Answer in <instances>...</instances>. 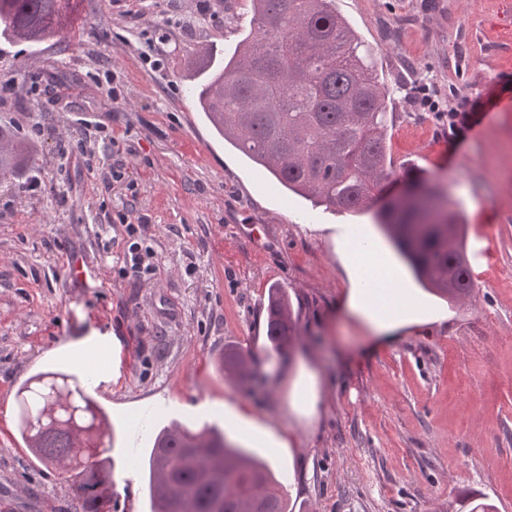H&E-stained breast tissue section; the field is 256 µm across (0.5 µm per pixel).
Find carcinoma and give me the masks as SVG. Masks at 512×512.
<instances>
[{
	"mask_svg": "<svg viewBox=\"0 0 512 512\" xmlns=\"http://www.w3.org/2000/svg\"><path fill=\"white\" fill-rule=\"evenodd\" d=\"M254 31L227 59L207 60L192 86L201 112L224 141L281 185L339 212L368 206L395 177L387 149L389 93L370 50L336 11L335 0H251ZM71 0H0V37L40 43L62 29ZM28 148L0 128V179L18 178ZM417 280L450 303L473 297L475 278L458 206L439 185L406 179L402 195L375 213ZM266 338L282 352L299 332L288 291L268 288ZM241 388L258 380L251 351L232 347L216 363ZM16 426L41 461L73 473L85 512H100V473L86 472L80 450L100 448L107 415L76 378L38 374L16 394ZM143 471L151 512H288L267 463L216 427H163Z\"/></svg>",
	"mask_w": 512,
	"mask_h": 512,
	"instance_id": "carcinoma-1",
	"label": "carcinoma"
}]
</instances>
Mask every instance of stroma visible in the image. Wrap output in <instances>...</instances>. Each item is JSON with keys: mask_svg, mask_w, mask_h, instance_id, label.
<instances>
[{"mask_svg": "<svg viewBox=\"0 0 512 512\" xmlns=\"http://www.w3.org/2000/svg\"><path fill=\"white\" fill-rule=\"evenodd\" d=\"M512 0H336L373 50L391 96L397 174L448 188L467 247L489 257L475 297L424 289L382 234L374 209L339 213L286 191L216 138L188 88L206 54L233 52L250 0H75L48 41L0 40V126L31 150L0 184V499L10 512H83L72 481L34 457L16 428L19 387L65 372L90 379L112 445L96 458L105 512H150L124 449L132 427L223 429L264 457L290 512H512ZM442 109H424L422 86ZM120 179H113V172ZM141 225L156 270L133 281L121 218ZM359 233L410 296L415 323L374 332L347 308L344 241ZM85 260L73 278L68 258ZM287 288L301 341L265 344L260 303ZM108 344L110 370L72 347ZM255 355L244 391L213 361ZM314 366L318 404L291 406ZM233 405L238 415L224 413ZM163 406L166 418L146 419Z\"/></svg>", "mask_w": 512, "mask_h": 512, "instance_id": "stroma-1", "label": "stroma"}]
</instances>
